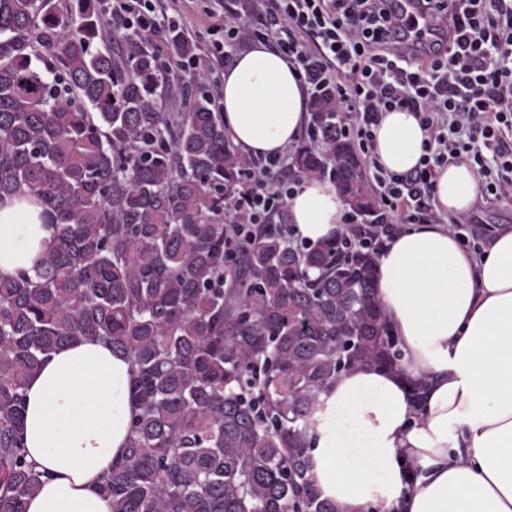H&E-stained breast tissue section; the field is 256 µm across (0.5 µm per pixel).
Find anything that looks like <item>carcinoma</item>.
Returning <instances> with one entry per match:
<instances>
[{"instance_id": "cac0c4a2", "label": "carcinoma", "mask_w": 512, "mask_h": 512, "mask_svg": "<svg viewBox=\"0 0 512 512\" xmlns=\"http://www.w3.org/2000/svg\"><path fill=\"white\" fill-rule=\"evenodd\" d=\"M100 0H0V202L27 195L52 239L0 275V512L45 472L25 449V390L57 350L98 340L132 364L112 512H337L314 479L313 416L342 375L395 371L377 259L276 227L236 251L225 224L244 167L211 99L174 95L158 53L112 46ZM297 173L330 171L361 238L378 200L332 90L310 111Z\"/></svg>"}]
</instances>
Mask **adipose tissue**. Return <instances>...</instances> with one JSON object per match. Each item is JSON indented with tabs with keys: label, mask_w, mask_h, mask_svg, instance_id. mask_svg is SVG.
I'll return each mask as SVG.
<instances>
[{
	"label": "adipose tissue",
	"mask_w": 512,
	"mask_h": 512,
	"mask_svg": "<svg viewBox=\"0 0 512 512\" xmlns=\"http://www.w3.org/2000/svg\"><path fill=\"white\" fill-rule=\"evenodd\" d=\"M307 88L287 59L256 42L224 71L225 134L254 156L283 155L308 118ZM382 167L413 168L427 138L415 113L373 129ZM477 173L436 172L434 200L468 213ZM346 204L333 181L295 187L298 235H337ZM52 230L27 200L0 204V274L33 270ZM375 293L403 353L402 371L360 368L314 416L316 482L338 512H512V226L475 255L445 224H409L378 258ZM131 363L99 341L51 355L28 382L26 449L50 473L26 512H112L100 479L121 455L132 412ZM427 382L421 405L409 379Z\"/></svg>",
	"instance_id": "obj_1"
}]
</instances>
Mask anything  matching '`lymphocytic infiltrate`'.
Instances as JSON below:
<instances>
[{
  "label": "lymphocytic infiltrate",
  "mask_w": 512,
  "mask_h": 512,
  "mask_svg": "<svg viewBox=\"0 0 512 512\" xmlns=\"http://www.w3.org/2000/svg\"><path fill=\"white\" fill-rule=\"evenodd\" d=\"M447 16L442 56L421 64L397 52L387 35L399 24L384 0H240L224 25L225 45L261 41L287 58L309 96L332 89L340 131L359 146L379 188V222L369 238L382 252L403 224H449L466 215L432 207L436 170L466 160L484 199L512 198V0H420ZM112 16L127 30L177 28L155 0H112ZM416 113L428 135L419 163L403 173L382 168L372 128L386 112ZM246 181L230 243L266 230L288 209L301 178L287 158L245 156Z\"/></svg>",
  "instance_id": "obj_1"
}]
</instances>
